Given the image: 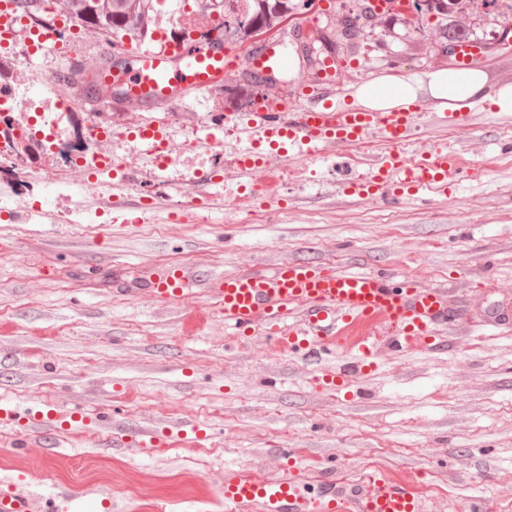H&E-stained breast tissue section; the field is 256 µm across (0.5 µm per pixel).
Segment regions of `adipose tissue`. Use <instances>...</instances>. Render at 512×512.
Masks as SVG:
<instances>
[{"label": "adipose tissue", "mask_w": 512, "mask_h": 512, "mask_svg": "<svg viewBox=\"0 0 512 512\" xmlns=\"http://www.w3.org/2000/svg\"><path fill=\"white\" fill-rule=\"evenodd\" d=\"M488 82V74L482 69L473 70L462 79L441 70L430 74L429 82L425 85L416 79L397 82L377 79L368 82L358 89L357 99L360 105L372 109L411 105L416 102L421 87L425 86L443 108L462 110L474 100L486 97L495 111L512 112V85L492 89Z\"/></svg>", "instance_id": "adipose-tissue-1"}]
</instances>
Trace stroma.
Returning a JSON list of instances; mask_svg holds the SVG:
<instances>
[{"instance_id": "1", "label": "stroma", "mask_w": 512, "mask_h": 512, "mask_svg": "<svg viewBox=\"0 0 512 512\" xmlns=\"http://www.w3.org/2000/svg\"><path fill=\"white\" fill-rule=\"evenodd\" d=\"M359 2L318 0L317 8L291 10L288 25L265 42L289 60L275 87L243 78L249 38L236 44L237 63L222 83L177 107L152 109L181 152L224 166L227 179L211 188L215 203L203 218L191 217L201 188L179 164L169 167L164 187L103 178L97 199L39 154L20 164V182L0 183V401L21 410L54 404L64 414L106 408L130 429L160 430L186 417L217 430L203 448L138 454L107 447V432L85 439L64 429L52 456L37 447L18 456L13 426L0 422V479L29 491L37 506L65 490L71 497L57 499V512H226L224 469L277 475V451L288 447L309 468L333 455L352 476L375 467L413 473L426 512H466L475 501L512 512V330L475 320L512 297V112L475 101L473 126L460 133L431 120L435 105L421 93L422 117L405 152L436 145L465 170L452 189L423 200L347 196L332 168L337 151L328 146L309 163L282 157L287 175L269 202L236 170L237 133H220L219 158L191 145L212 113L245 106L255 94L285 98L292 112L311 105L314 72L303 48L324 51L319 23ZM303 16L317 22L304 42L295 36ZM438 21L410 7L365 27L361 48L342 59L350 76L341 103L357 106L358 88L376 78L449 69ZM462 21L473 40L492 46L476 68L505 84L512 47L498 39L512 23V0L472 8ZM58 67L18 54L0 59V78L38 99ZM297 258L385 268L448 287L467 322L436 336L432 347L382 351L375 366L328 386L325 378L340 372L347 354L291 355L271 347L260 326L234 335L204 296L196 304L209 317L185 334L179 308L112 287L115 278L145 280L174 263L232 276ZM489 279L495 292L484 290Z\"/></svg>"}]
</instances>
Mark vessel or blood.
I'll use <instances>...</instances> for the list:
<instances>
[{
	"label": "vessel or blood",
	"mask_w": 512,
	"mask_h": 512,
	"mask_svg": "<svg viewBox=\"0 0 512 512\" xmlns=\"http://www.w3.org/2000/svg\"><path fill=\"white\" fill-rule=\"evenodd\" d=\"M477 47L472 40L453 46L452 75L467 74ZM131 56L133 66L122 74L101 66L99 56H92L89 69L95 80L106 88L120 86L123 91L119 99L107 92L95 99V124L111 121L120 101L172 107L189 95L209 90L223 81L224 69L234 53L204 38L158 50L138 47ZM420 117L414 107L341 108L325 93L317 103L298 112L251 113L239 130L245 148L237 161L264 193L273 170L260 163L256 144L287 147L296 160L308 162L316 157L320 145L361 146L377 137L387 148L374 158L369 176L350 175L349 161H342L346 175L339 187L346 195L365 199L389 190L419 191L438 183L450 184L460 178L462 169L449 163L447 153L432 147L428 159L418 160L401 149ZM144 288L165 306L205 294L222 313L225 325L239 333L264 326L275 347L295 354H332L345 348L352 353V364L357 368L372 365L383 339L397 352L429 347L437 328L447 325L456 314L447 289L421 287L406 279L396 284L387 272L294 260L267 272L249 271L225 278L194 266H176L146 281ZM295 318L301 319V326H292ZM0 419L16 424L14 446L21 453L33 446L49 447L51 439L66 427L112 426L108 414L90 416L75 409L65 417L50 406L24 413L5 409L0 411ZM212 437L211 428L184 420L169 427L167 436L142 428L129 440L111 438L110 445L140 453L160 447L166 439L199 447ZM295 456V449H282L283 465L274 478L248 467L225 469L221 492L227 512H422V499L411 475L393 476L371 468L351 481L332 471L297 465ZM0 512L52 510H35L30 494L4 482L0 484Z\"/></svg>",
	"instance_id": "obj_1"
}]
</instances>
